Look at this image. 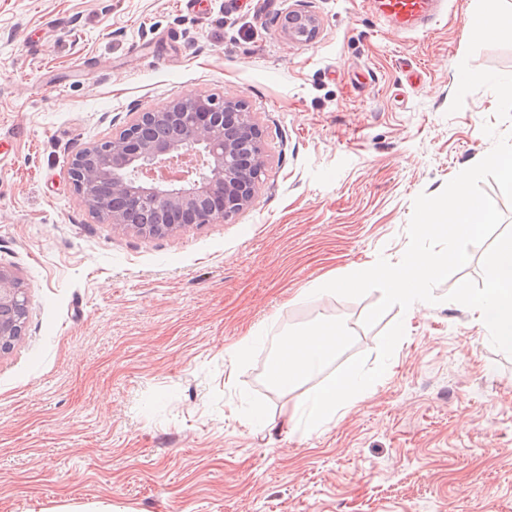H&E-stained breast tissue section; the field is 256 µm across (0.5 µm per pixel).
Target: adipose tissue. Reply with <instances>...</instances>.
Returning a JSON list of instances; mask_svg holds the SVG:
<instances>
[{"instance_id":"ef3b65f1","label":"adipose tissue","mask_w":512,"mask_h":512,"mask_svg":"<svg viewBox=\"0 0 512 512\" xmlns=\"http://www.w3.org/2000/svg\"><path fill=\"white\" fill-rule=\"evenodd\" d=\"M344 340V331L325 321L285 334L271 348L266 364L269 382L285 391L298 387L328 366ZM377 381V376L356 367L331 377L308 397L303 409L306 424L316 427L334 422L351 393H370Z\"/></svg>"}]
</instances>
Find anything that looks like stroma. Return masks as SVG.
Wrapping results in <instances>:
<instances>
[{"mask_svg":"<svg viewBox=\"0 0 512 512\" xmlns=\"http://www.w3.org/2000/svg\"><path fill=\"white\" fill-rule=\"evenodd\" d=\"M299 2L321 27L293 44L281 23ZM370 2L0 0V264L29 298L0 355V512H512V356L446 299L481 281L486 246L439 304L370 327L380 291L300 296L400 259L415 197L492 149L484 124L512 132V28L467 30L512 0H448L410 33ZM471 70L494 80L459 84ZM199 92L243 100L260 126L252 208L158 238L99 222L72 156ZM320 321L346 331L325 372L270 385L276 339ZM352 364L382 376L368 398L334 425L290 424ZM505 24H512V14L503 17H492L482 12H474L469 17L468 31L474 38L487 39L494 37Z\"/></svg>","mask_w":512,"mask_h":512,"instance_id":"obj_1","label":"stroma"}]
</instances>
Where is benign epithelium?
I'll use <instances>...</instances> for the list:
<instances>
[{"label":"benign epithelium","mask_w":512,"mask_h":512,"mask_svg":"<svg viewBox=\"0 0 512 512\" xmlns=\"http://www.w3.org/2000/svg\"><path fill=\"white\" fill-rule=\"evenodd\" d=\"M319 30L316 15L294 8L281 33L307 43ZM264 164L262 131L242 100L200 93L138 112L112 139L81 148L68 178L101 222L164 237L249 210ZM27 318L20 278L0 264V354L14 347Z\"/></svg>","instance_id":"obj_1"}]
</instances>
